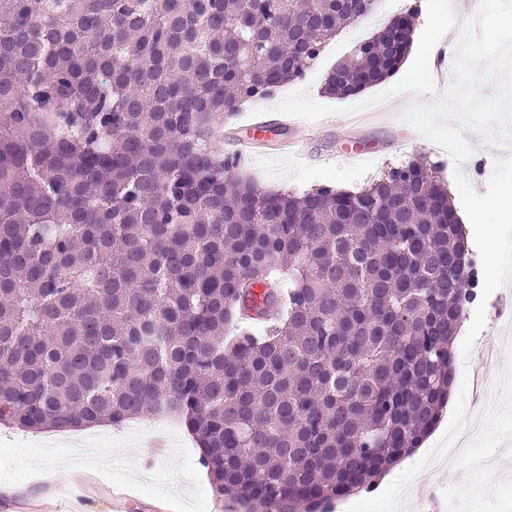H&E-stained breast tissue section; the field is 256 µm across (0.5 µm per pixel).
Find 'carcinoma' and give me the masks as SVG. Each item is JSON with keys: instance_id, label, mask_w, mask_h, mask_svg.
Listing matches in <instances>:
<instances>
[{"instance_id": "carcinoma-1", "label": "carcinoma", "mask_w": 512, "mask_h": 512, "mask_svg": "<svg viewBox=\"0 0 512 512\" xmlns=\"http://www.w3.org/2000/svg\"><path fill=\"white\" fill-rule=\"evenodd\" d=\"M364 7L0 0V424L174 414L241 512H315L418 447L475 299L436 167L263 191L214 142ZM413 18L326 93L388 78Z\"/></svg>"}]
</instances>
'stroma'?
<instances>
[{
	"label": "stroma",
	"instance_id": "stroma-1",
	"mask_svg": "<svg viewBox=\"0 0 512 512\" xmlns=\"http://www.w3.org/2000/svg\"><path fill=\"white\" fill-rule=\"evenodd\" d=\"M416 11L414 31L424 29L426 0H402L393 7L390 0H378L374 10L357 28L362 38L383 29L401 8ZM355 44L348 31H341L325 47L305 77L275 91L269 98L245 104L231 117H219L224 129H241L254 113L271 112L286 94L304 89L317 103L333 107L331 115L298 121L304 157L292 153H253L238 160V172L265 191L287 189L302 192L319 186L356 191L377 179L389 167L425 153L438 168L441 180L454 178L455 167L449 154L405 123V109L419 102V94L403 92L385 96L384 85L337 99L323 91L328 72L345 59ZM344 113H337V106ZM474 148L463 163L465 175L477 193H485L493 162L502 156L500 147L487 144L478 135L467 133ZM316 162H309V155ZM491 351L486 358L462 353L461 342H454V387L468 385L476 398L468 399V411L485 409L496 398L495 383L506 364L503 354L512 347V281L495 291L486 303V326L481 333ZM156 415L128 420L121 425H103L98 434L105 444L48 455L38 449L40 435L0 425V492L38 498L49 478L85 489L80 512H109L113 494L130 500L129 512H189L188 500L198 490L210 487L206 470L199 463V450L183 426L171 435L155 432ZM455 473L449 459L430 463L414 480L412 493L403 500V512H447L443 496L452 487Z\"/></svg>",
	"mask_w": 512,
	"mask_h": 512
}]
</instances>
